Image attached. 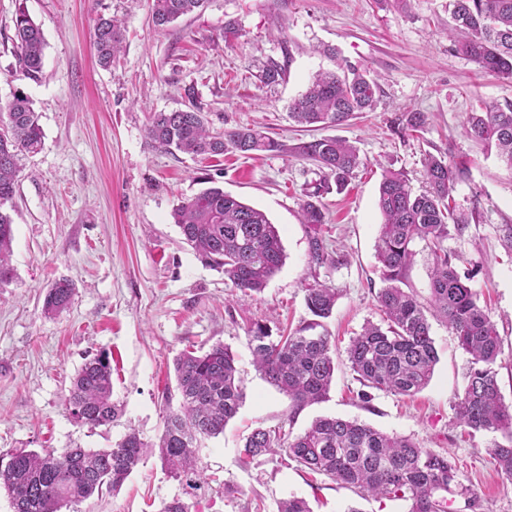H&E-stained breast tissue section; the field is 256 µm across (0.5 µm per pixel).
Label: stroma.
<instances>
[{
	"instance_id": "obj_1",
	"label": "stroma",
	"mask_w": 512,
	"mask_h": 512,
	"mask_svg": "<svg viewBox=\"0 0 512 512\" xmlns=\"http://www.w3.org/2000/svg\"><path fill=\"white\" fill-rule=\"evenodd\" d=\"M151 0H0V113L14 89L40 112L41 150L27 156L6 209L14 221L13 280L0 285V454L26 448L112 447L129 430L156 441L164 428L163 394L174 383L173 360L189 346L224 344L237 358L245 399L221 437L199 450L205 483L189 491L158 453L147 454L117 492L91 497L77 512H160L181 499L191 512H277L281 499H305L313 512H408L404 500L362 499L323 475H308L285 455L242 465L244 438L258 427L298 434L321 416L357 419L421 446L450 454L464 473L466 493L448 497L450 512H512V478L488 449L498 433L469 435L454 420L468 356L440 322L432 335L439 355L429 385L411 397L361 386L347 361L349 340L366 321H379L376 293L384 282L375 258L382 216L377 207L384 168L423 186L426 154L451 156L467 176L451 204L468 227L446 245L491 310L501 338L496 369L512 403V253L498 227L512 224V167L467 135L469 113L512 103V77L482 72L457 53L445 30L448 0H208L197 14L155 28ZM24 7L46 40L40 82L18 81L14 19ZM124 20V39L111 67H100L92 43L99 14ZM237 33L225 37V22ZM336 50L335 58L324 47ZM287 65L285 81L260 84L268 62ZM350 62L377 73L375 111L340 126L308 130L291 120L288 104L312 76ZM195 103L217 130L248 126L276 139V152L200 160L150 148V113ZM422 112L416 135L397 124ZM326 137L349 141L361 165L337 188L302 152ZM266 213L286 253L261 293L246 295L223 272L206 266L171 217L201 180ZM320 190L326 224L302 223L305 192ZM341 257L319 265L314 239ZM68 279L70 307L47 317L48 286ZM336 289L323 324L336 340V376L326 398L293 409L254 370L248 338L257 321L295 329L309 321L306 289ZM107 353L112 399L121 410L111 426L76 424L64 405L86 357Z\"/></svg>"
}]
</instances>
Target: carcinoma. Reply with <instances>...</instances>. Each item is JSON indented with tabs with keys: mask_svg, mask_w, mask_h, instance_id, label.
<instances>
[{
	"mask_svg": "<svg viewBox=\"0 0 512 512\" xmlns=\"http://www.w3.org/2000/svg\"><path fill=\"white\" fill-rule=\"evenodd\" d=\"M207 0H152L151 17L165 26L202 9ZM448 37L461 34L456 51L478 68L512 76V0H449ZM15 76L39 82L43 75L45 40L40 27L18 5ZM122 20L98 18L93 46L98 64L107 68L120 51ZM287 68L274 61L257 78L265 85L285 80ZM380 84L377 76L344 63L334 71L316 74L307 90L289 104L291 117L307 127L341 125L376 108ZM154 149L193 157H215L226 151L249 154L276 151L279 144L246 126L215 131L200 108L192 104L171 112L150 113L145 129ZM466 133L497 148L512 168V104L492 105L471 112ZM43 129L33 101L15 90L7 104V121L0 124V284L13 278L10 265L13 220L3 205L15 193L23 157L37 153ZM303 153L342 186L360 165L357 148L344 139L324 138L303 146ZM426 189L413 191L400 170H383L378 188V209L383 217L376 245L386 286L377 293L382 323L366 322L347 348L350 369L365 390L411 396L431 380L438 353L430 319L446 325L458 346L469 355L463 397L454 406V418L468 434L499 433L504 442L489 449L498 467L512 477V405L504 403L495 366L502 350L497 323L480 305L470 281L473 272L462 270L444 247L450 230L461 235L462 217L450 206L455 184L466 167L443 156L425 158ZM320 192L306 194L300 205L303 223H326ZM172 219L203 263L219 269L244 294L261 292L285 260L275 225L262 211L209 187L172 210ZM425 242L434 256L429 301L422 303L412 290L400 287L413 261V245ZM74 288L66 280L47 290L43 312L55 315L71 304ZM336 289L316 283L306 289V306L314 320L276 337L264 323L249 329L253 364L262 377L298 410L323 400L333 382L335 362L331 337L318 332L319 320L332 314ZM175 393L166 405L179 407L164 418L158 443L151 445L132 430L106 449L53 448L15 450L0 454V490L6 492L12 512H61L62 508L103 490L117 491L141 462L144 449L158 448L161 460L188 486L200 484L196 451L209 439L224 434L238 413L244 385L235 357L222 343L197 353L184 351L174 361ZM66 408L81 425L108 427L118 416L112 402V365L101 352L86 360L72 379ZM284 453L301 467L352 488L360 496L403 499L408 512H448L445 494L464 488L463 475L452 456L423 448L410 438L390 435L356 419L323 417L303 432L290 436L280 430L255 429L245 438L243 456L254 460ZM278 512H311L308 502L291 496Z\"/></svg>",
	"mask_w": 512,
	"mask_h": 512,
	"instance_id": "cac0c4a2",
	"label": "carcinoma"
}]
</instances>
